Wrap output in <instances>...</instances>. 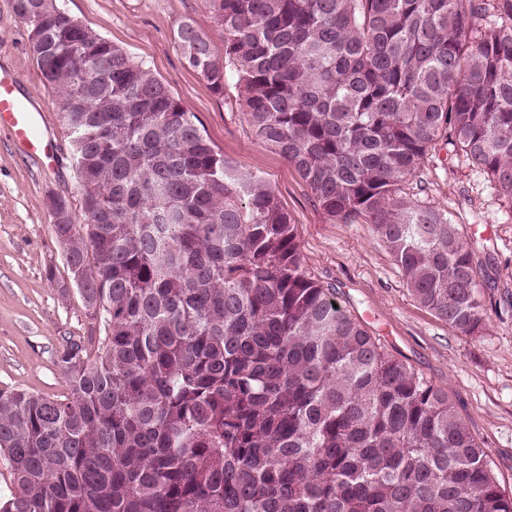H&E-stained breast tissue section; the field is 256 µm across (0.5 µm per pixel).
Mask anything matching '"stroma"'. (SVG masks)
Listing matches in <instances>:
<instances>
[{
    "label": "stroma",
    "instance_id": "stroma-1",
    "mask_svg": "<svg viewBox=\"0 0 512 512\" xmlns=\"http://www.w3.org/2000/svg\"><path fill=\"white\" fill-rule=\"evenodd\" d=\"M95 32L144 62L186 107L214 148L241 169L262 176L297 226L306 273L335 289L339 303L381 345L447 391L458 415L484 448L499 485L512 494V207L486 176L451 145L430 149L406 192L448 211L474 242L485 283L483 336L459 335L419 305L394 259L367 224L330 223L307 184L268 145L254 140L234 84L216 97L186 67L174 33L192 21L224 55V35L208 0H60ZM15 0H0V65L22 78L19 92L39 105L42 131L64 143L55 94L44 87ZM80 213L82 193L73 162L58 151L51 169L23 155L0 130V389L60 396L66 383L54 357L64 337L93 327L70 289L63 247L48 211L50 196Z\"/></svg>",
    "mask_w": 512,
    "mask_h": 512
}]
</instances>
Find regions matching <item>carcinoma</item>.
<instances>
[{"label":"carcinoma","instance_id":"obj_1","mask_svg":"<svg viewBox=\"0 0 512 512\" xmlns=\"http://www.w3.org/2000/svg\"><path fill=\"white\" fill-rule=\"evenodd\" d=\"M208 2L224 62L187 21L185 64L219 98L235 79L326 218L372 225L420 305L483 335L473 246L402 185L444 140L512 207V0ZM58 6L15 0L74 137L81 213L51 219L99 336L64 339V395L0 390V512H512L448 393L308 277L269 184Z\"/></svg>","mask_w":512,"mask_h":512}]
</instances>
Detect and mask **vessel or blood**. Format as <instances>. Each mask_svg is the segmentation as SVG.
Instances as JSON below:
<instances>
[{
	"instance_id": "obj_1",
	"label": "vessel or blood",
	"mask_w": 512,
	"mask_h": 512,
	"mask_svg": "<svg viewBox=\"0 0 512 512\" xmlns=\"http://www.w3.org/2000/svg\"><path fill=\"white\" fill-rule=\"evenodd\" d=\"M17 73L0 69V129H7L24 153L41 167L55 161V145L41 132L43 114L18 94Z\"/></svg>"
}]
</instances>
